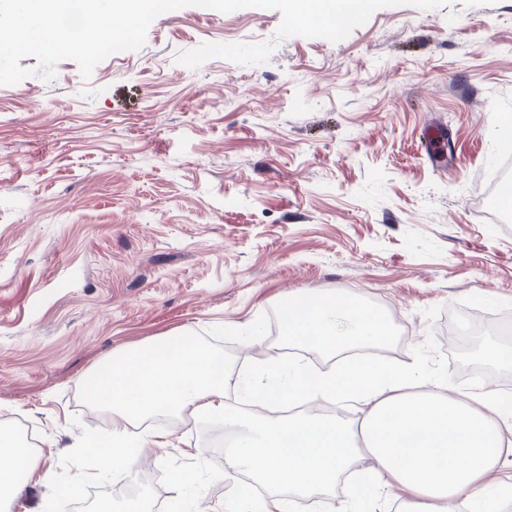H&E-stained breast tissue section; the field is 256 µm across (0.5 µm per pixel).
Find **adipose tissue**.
I'll return each instance as SVG.
<instances>
[{"instance_id": "1", "label": "adipose tissue", "mask_w": 512, "mask_h": 512, "mask_svg": "<svg viewBox=\"0 0 512 512\" xmlns=\"http://www.w3.org/2000/svg\"><path fill=\"white\" fill-rule=\"evenodd\" d=\"M288 340L308 351L336 357L355 347L393 339L385 318L360 298L328 296L309 288L283 303ZM369 381L357 385L346 369L316 373L301 360L264 363L244 384L240 407L224 400L229 377L223 352L175 336L104 360L89 371L83 390L90 401L111 409L112 439L98 452V469L132 473L135 454L125 427L158 409L203 416L234 434L224 451V468L247 474L269 495L241 493L233 512H293L295 497L317 496L360 464V486L342 512H368L383 490L406 496L399 512H448L449 503L467 512H494L512 498V483L496 468L512 446V404L486 384L470 391L452 388L418 362L381 358L365 365ZM301 398L346 403L358 418L347 424L306 411L287 417L256 415L254 406ZM33 474L28 450L10 430L0 429V492H20Z\"/></svg>"}]
</instances>
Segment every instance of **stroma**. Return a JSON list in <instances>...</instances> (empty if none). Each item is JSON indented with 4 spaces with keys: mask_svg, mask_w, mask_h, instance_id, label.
<instances>
[{
    "mask_svg": "<svg viewBox=\"0 0 512 512\" xmlns=\"http://www.w3.org/2000/svg\"><path fill=\"white\" fill-rule=\"evenodd\" d=\"M281 21L185 7L90 80L67 60L52 82L0 86V427L26 421L35 438L9 512H77L60 491L79 465L84 498L128 503L89 460L92 366L188 334L246 373L284 349L273 317L306 288L401 319L397 360L512 388V367L467 350L475 336L512 349V326L463 312H512V223L485 198L512 169V0L383 7L339 43L295 36L261 65L177 61L205 41L268 40ZM431 124L443 167L420 144ZM214 426L154 425L130 480L149 504L236 499Z\"/></svg>",
    "mask_w": 512,
    "mask_h": 512,
    "instance_id": "stroma-1",
    "label": "stroma"
}]
</instances>
